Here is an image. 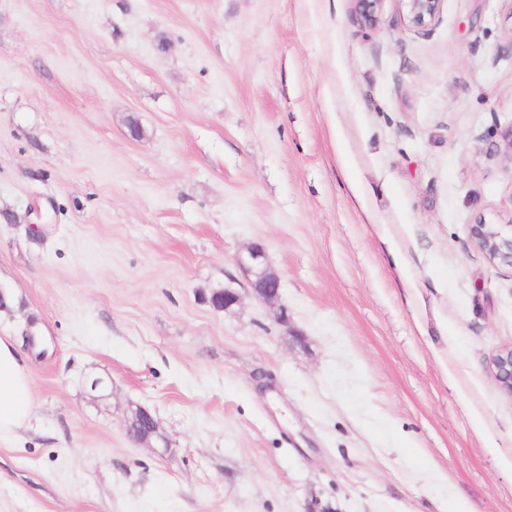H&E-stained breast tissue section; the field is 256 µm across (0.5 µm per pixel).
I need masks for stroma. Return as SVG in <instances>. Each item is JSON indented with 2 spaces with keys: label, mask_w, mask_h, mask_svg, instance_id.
Listing matches in <instances>:
<instances>
[{
  "label": "stroma",
  "mask_w": 512,
  "mask_h": 512,
  "mask_svg": "<svg viewBox=\"0 0 512 512\" xmlns=\"http://www.w3.org/2000/svg\"><path fill=\"white\" fill-rule=\"evenodd\" d=\"M510 127L512 0H0V512H512ZM354 12L359 23L368 28H375L379 23V15L383 0H353ZM404 3L403 20L406 25L417 32L431 29L440 18L443 0H400ZM504 226L510 227L506 230ZM469 239L492 265L512 268V225L480 221L469 227ZM236 262L245 273L257 277L250 283L256 298L265 303H275L280 295L281 280L270 271L265 248L258 243L251 244L237 255ZM32 417V391L18 349L0 338V440L26 429ZM489 370L498 390L512 397V347L498 351L490 361ZM126 433L135 442H147L157 433L158 424L154 416L144 408H138L136 418L125 423Z\"/></svg>",
  "instance_id": "35a3bbf8"
}]
</instances>
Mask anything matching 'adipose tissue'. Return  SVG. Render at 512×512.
<instances>
[{
	"mask_svg": "<svg viewBox=\"0 0 512 512\" xmlns=\"http://www.w3.org/2000/svg\"><path fill=\"white\" fill-rule=\"evenodd\" d=\"M32 417V391L18 349L0 338V440L26 429Z\"/></svg>",
	"mask_w": 512,
	"mask_h": 512,
	"instance_id": "ef3b65f1",
	"label": "adipose tissue"
}]
</instances>
